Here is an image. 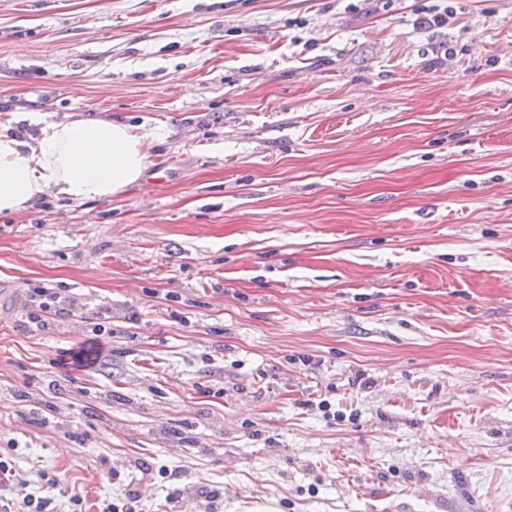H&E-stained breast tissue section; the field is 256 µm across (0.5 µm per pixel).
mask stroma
I'll list each match as a JSON object with an SVG mask.
<instances>
[{
	"instance_id": "stroma-1",
	"label": "stroma",
	"mask_w": 512,
	"mask_h": 512,
	"mask_svg": "<svg viewBox=\"0 0 512 512\" xmlns=\"http://www.w3.org/2000/svg\"><path fill=\"white\" fill-rule=\"evenodd\" d=\"M437 2L0 0V130L166 169L0 216L1 496L512 512V0ZM49 290L51 289L33 288L29 295V301L33 309L27 314L26 318L40 331L49 329L51 319H55L56 316L66 311L62 301H59L57 293Z\"/></svg>"
}]
</instances>
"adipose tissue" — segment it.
Segmentation results:
<instances>
[{
  "label": "adipose tissue",
  "instance_id": "1",
  "mask_svg": "<svg viewBox=\"0 0 512 512\" xmlns=\"http://www.w3.org/2000/svg\"><path fill=\"white\" fill-rule=\"evenodd\" d=\"M21 118L37 133L25 139L0 133V216L51 195L77 203L118 197L151 164L145 135L127 123L43 112Z\"/></svg>",
  "mask_w": 512,
  "mask_h": 512
}]
</instances>
